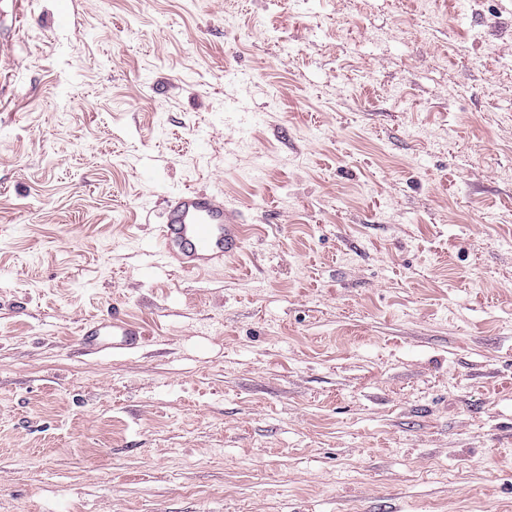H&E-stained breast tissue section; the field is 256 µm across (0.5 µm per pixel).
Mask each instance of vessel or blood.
<instances>
[{
	"instance_id": "vessel-or-blood-1",
	"label": "vessel or blood",
	"mask_w": 512,
	"mask_h": 512,
	"mask_svg": "<svg viewBox=\"0 0 512 512\" xmlns=\"http://www.w3.org/2000/svg\"><path fill=\"white\" fill-rule=\"evenodd\" d=\"M244 226L214 195L188 188L165 200L162 222L157 227V254L166 264L187 274L205 273L223 267L242 245ZM143 328L115 317L85 327L86 352L124 354L139 347Z\"/></svg>"
}]
</instances>
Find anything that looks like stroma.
<instances>
[{
  "label": "stroma",
  "mask_w": 512,
  "mask_h": 512,
  "mask_svg": "<svg viewBox=\"0 0 512 512\" xmlns=\"http://www.w3.org/2000/svg\"><path fill=\"white\" fill-rule=\"evenodd\" d=\"M0 17V512H512V0ZM246 226L158 262L165 198ZM119 310L128 354L78 351ZM244 225L214 195L188 188L165 200L156 236L157 254L186 274L224 267L241 249Z\"/></svg>",
  "instance_id": "35a3bbf8"
}]
</instances>
